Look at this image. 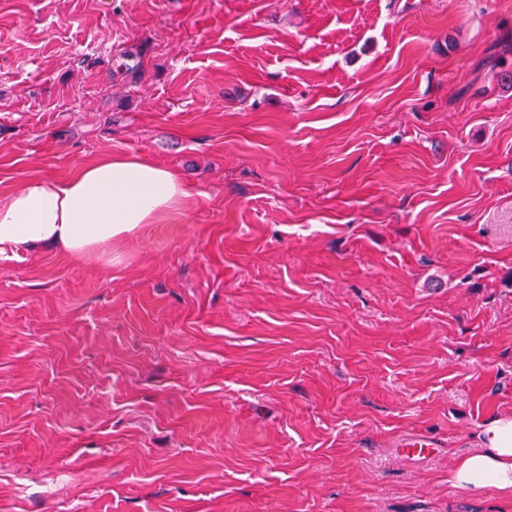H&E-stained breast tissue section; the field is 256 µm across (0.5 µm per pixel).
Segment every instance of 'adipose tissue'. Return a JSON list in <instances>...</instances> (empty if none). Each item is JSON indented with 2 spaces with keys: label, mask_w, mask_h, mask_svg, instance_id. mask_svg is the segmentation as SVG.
Wrapping results in <instances>:
<instances>
[{
  "label": "adipose tissue",
  "mask_w": 512,
  "mask_h": 512,
  "mask_svg": "<svg viewBox=\"0 0 512 512\" xmlns=\"http://www.w3.org/2000/svg\"><path fill=\"white\" fill-rule=\"evenodd\" d=\"M176 173L135 155H107L56 180L26 177L0 201V258L46 248L112 263L114 246L186 206ZM483 450L459 459L448 479L479 492L512 491V418L482 432Z\"/></svg>",
  "instance_id": "adipose-tissue-1"
}]
</instances>
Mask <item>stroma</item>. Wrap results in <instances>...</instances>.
I'll list each match as a JSON object with an SVG mask.
<instances>
[{"instance_id": "obj_1", "label": "stroma", "mask_w": 512, "mask_h": 512, "mask_svg": "<svg viewBox=\"0 0 512 512\" xmlns=\"http://www.w3.org/2000/svg\"><path fill=\"white\" fill-rule=\"evenodd\" d=\"M108 154L191 204L0 259V512H512V0H0V198ZM483 450L459 459L448 479L479 492L512 491V418H494L482 432Z\"/></svg>"}]
</instances>
